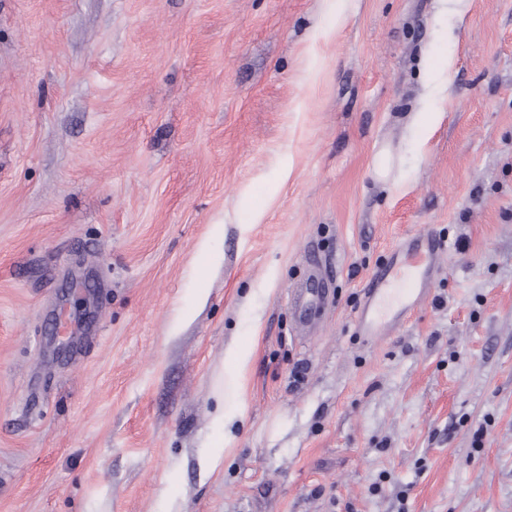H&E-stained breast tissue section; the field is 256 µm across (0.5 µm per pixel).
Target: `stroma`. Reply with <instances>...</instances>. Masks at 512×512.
Returning <instances> with one entry per match:
<instances>
[{
    "mask_svg": "<svg viewBox=\"0 0 512 512\" xmlns=\"http://www.w3.org/2000/svg\"><path fill=\"white\" fill-rule=\"evenodd\" d=\"M0 512H512V0H0ZM442 250L443 245L432 236L412 238L372 275L356 318L357 331L367 344L382 336L387 324L425 293ZM324 291L323 288L313 286L312 288H306L305 291L295 293L293 298L294 308L299 310L302 315L310 313L322 303ZM229 354L231 366L227 370V374L230 376L234 388L240 389L250 361V354L247 349L242 348L239 345H233L229 349Z\"/></svg>",
    "mask_w": 512,
    "mask_h": 512,
    "instance_id": "35a3bbf8",
    "label": "stroma"
}]
</instances>
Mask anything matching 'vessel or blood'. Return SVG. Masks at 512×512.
Wrapping results in <instances>:
<instances>
[{
    "mask_svg": "<svg viewBox=\"0 0 512 512\" xmlns=\"http://www.w3.org/2000/svg\"><path fill=\"white\" fill-rule=\"evenodd\" d=\"M442 244L423 236L402 244L366 286V301L356 328L365 342L382 336L391 321L401 317L425 293L438 264Z\"/></svg>",
    "mask_w": 512,
    "mask_h": 512,
    "instance_id": "b4317fda",
    "label": "vessel or blood"
}]
</instances>
